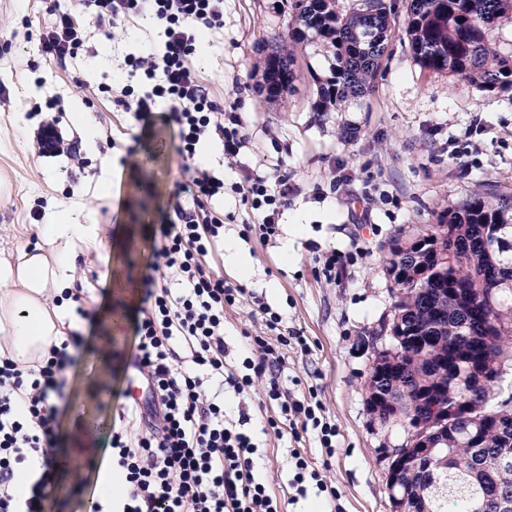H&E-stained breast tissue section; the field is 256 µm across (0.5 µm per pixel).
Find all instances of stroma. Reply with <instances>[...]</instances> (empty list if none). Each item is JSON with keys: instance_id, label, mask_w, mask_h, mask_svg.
<instances>
[{"instance_id": "1", "label": "stroma", "mask_w": 512, "mask_h": 512, "mask_svg": "<svg viewBox=\"0 0 512 512\" xmlns=\"http://www.w3.org/2000/svg\"><path fill=\"white\" fill-rule=\"evenodd\" d=\"M387 3L389 54L372 93L343 112L314 110L318 81L329 75L335 59L326 46L289 41L292 14L283 0H224L223 30L208 33L206 51L195 57L201 80L240 114L247 137L235 158L225 155L221 140H207L211 153L202 161L224 173V196L215 203L224 212V244L210 269L247 290L224 312L231 347L226 362L241 368L244 337L262 333L258 306L266 304L308 337V354L289 350L285 375L318 386L337 429L328 459L314 436L297 443L276 435L267 420L277 408L265 400L263 379H256L247 406L257 475L283 512H308L316 501L312 494L288 501V455L295 447L336 488L343 512H389L379 450L399 444L403 434L371 423L363 389L372 338L393 304L383 275L386 244L397 231L410 234L435 223L448 204L487 192L512 202V91L481 89L421 70L404 35L403 0ZM0 20L12 30L0 36V86L10 94L9 105L0 107V255L39 242L30 215L39 198L46 201L43 223L63 212L70 222L99 226L108 249L78 253L75 300L63 309L65 333L78 336L79 344L61 399L88 404L113 421L131 399L136 372L130 354L146 298L140 283L183 171L174 150L175 127L165 113L134 122L117 111L111 95L88 100L79 86L131 83L125 57L159 50L162 37L134 19L119 26L113 39L91 34L61 66L38 50V35L51 21L44 0H0ZM282 44L295 59V78L281 101L267 98L259 82L266 56ZM36 101L59 103L60 130L65 139H76V159L35 153L36 127L23 108ZM131 147L137 157L151 156V164L133 168L125 160ZM249 172L271 182L279 174L289 176L280 232L268 241L241 235L244 225L262 220L233 188ZM104 178L112 182L108 198L99 193ZM332 249L344 263L329 280L319 259ZM233 251L248 261V275H240L229 257ZM79 306L84 316H77ZM110 311L124 312L125 321L107 331L101 322ZM56 432L71 433L82 473L54 479L43 512H92L98 469L108 462V438L72 433L64 408Z\"/></svg>"}]
</instances>
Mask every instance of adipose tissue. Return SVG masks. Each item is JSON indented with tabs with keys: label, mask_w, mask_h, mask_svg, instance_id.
Listing matches in <instances>:
<instances>
[{
	"label": "adipose tissue",
	"mask_w": 512,
	"mask_h": 512,
	"mask_svg": "<svg viewBox=\"0 0 512 512\" xmlns=\"http://www.w3.org/2000/svg\"><path fill=\"white\" fill-rule=\"evenodd\" d=\"M39 234L40 244L0 258V356L25 371L42 365L66 340L54 300L73 285L76 248L104 247L97 225L74 224L62 214L40 225Z\"/></svg>",
	"instance_id": "obj_1"
}]
</instances>
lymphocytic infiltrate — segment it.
Masks as SVG:
<instances>
[{
  "label": "lymphocytic infiltrate",
  "mask_w": 512,
  "mask_h": 512,
  "mask_svg": "<svg viewBox=\"0 0 512 512\" xmlns=\"http://www.w3.org/2000/svg\"><path fill=\"white\" fill-rule=\"evenodd\" d=\"M49 11L52 21L39 33L40 52L61 65L84 46L88 26L107 37L122 23L147 17L161 28L160 52L125 59L140 85L114 88L112 102L136 121L166 105L184 173L173 212L160 227L161 245L150 264L132 355L146 398L128 403L122 418L134 424L137 434L129 436L121 427L108 442L112 466L124 473L129 486L117 512H281L277 498L254 473L249 412L242 408L228 416L211 385L225 383L241 394L255 377H265L264 394L278 408L271 427L289 429L295 438L313 431L329 456L336 446V426L316 392L299 395L284 386L288 347L305 352L309 346L300 329L284 326L269 307L260 306L259 312L275 343L253 337L257 358L245 359L236 372L226 365L224 311L245 290L206 265L224 236V215L212 206L224 192V181L199 167L195 156L214 134L223 141L225 154L238 156L247 137L238 113L225 110L201 82L194 63L197 31L224 27V0H50ZM288 190L287 175L271 184L264 176L247 174L243 194L263 218L245 225V233L265 241L277 236ZM168 279L175 288L165 287ZM73 362L64 346L52 348L43 366L27 372L0 358V512H41L56 426L49 399L62 389L64 371ZM20 397L26 402L22 414L16 408ZM32 457L41 459L43 471L21 500L10 481Z\"/></svg>",
  "instance_id": "f902f5d3"
}]
</instances>
